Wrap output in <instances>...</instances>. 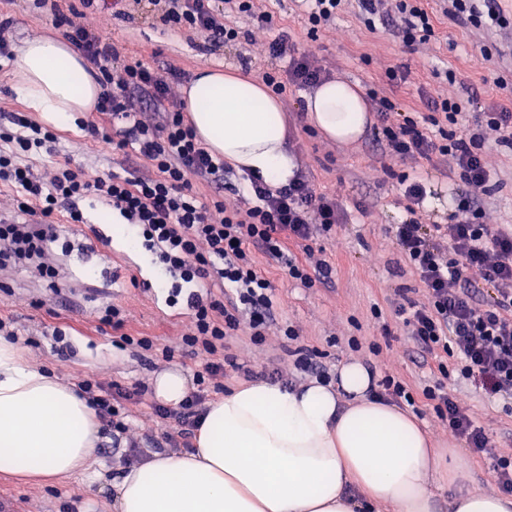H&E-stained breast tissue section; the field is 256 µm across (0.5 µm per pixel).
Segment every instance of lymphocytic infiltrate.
<instances>
[{
  "instance_id": "1",
  "label": "lymphocytic infiltrate",
  "mask_w": 512,
  "mask_h": 512,
  "mask_svg": "<svg viewBox=\"0 0 512 512\" xmlns=\"http://www.w3.org/2000/svg\"><path fill=\"white\" fill-rule=\"evenodd\" d=\"M80 2L91 10L111 6L120 19L151 14L167 29L200 40L206 48L238 39L236 16L272 22L268 12L258 10L256 0ZM360 9L367 27L378 22L392 26L408 45L434 31L423 0H397L392 10L387 0H360ZM445 13L476 29L501 28L512 23V0H448ZM56 24L97 69L98 118L83 123V130L115 151L146 159L150 172L112 171L89 182L66 162L56 164L50 178H41L29 156L39 150L55 154L58 138L53 128L23 112L1 113L0 184L13 187L15 213L0 216V268L41 259L49 245L60 240L55 215L63 212L69 223H85L86 201L109 206L142 234L166 274L190 287L186 304L192 321L181 345L201 363L195 374L197 388L179 408L158 404L152 409L154 417L178 425L166 438L170 450L188 447L211 384L224 377L231 362L224 342L239 329H246L256 345L278 329L293 347L296 369L329 380L326 365L301 344L298 330L278 322L272 284L258 271L255 258L261 254L283 264L288 277L307 288L329 278L332 267L315 253L311 241L317 232L331 231L342 221L336 198L317 192L312 180L299 172L276 190L262 178H251L240 201L226 204L224 161L198 140L183 103L172 96L168 76L140 59L121 61L114 45L65 16H57ZM267 52L286 63L285 70L262 75L275 94L291 86L313 88L330 77L317 58L298 53L287 32H278ZM371 100L389 152L404 159L440 155L449 175L467 188L457 203L462 217L454 223L429 226L413 214L396 227L401 253L424 293L420 302L404 298L397 313L422 356L436 360L442 380L416 393L388 374L380 382L382 394L410 407L426 401L472 454L492 455L485 429L443 382L455 376L488 397L512 400V229H492L479 221V200L489 180L481 147L491 135L512 145V109L492 105L480 124L461 130L460 102L427 97L428 113L420 122L391 97L375 93ZM297 247L302 250L298 256L293 253ZM78 390L103 427L129 431L122 412L126 402L140 396V388L87 377L79 380Z\"/></svg>"
}]
</instances>
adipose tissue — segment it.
Instances as JSON below:
<instances>
[{
    "mask_svg": "<svg viewBox=\"0 0 512 512\" xmlns=\"http://www.w3.org/2000/svg\"><path fill=\"white\" fill-rule=\"evenodd\" d=\"M14 89L50 124L93 111L100 87L65 40L25 43ZM197 136L239 173L286 185L297 163L279 98L260 80L214 67L183 90ZM313 127L350 143L371 123L357 83L331 79L303 97ZM359 361L334 382L256 380L208 402L196 448L156 454L112 485V512H441L439 492L461 470L416 418L373 398ZM100 442L94 410L75 385L26 366L0 338V474L59 480L86 471Z\"/></svg>",
    "mask_w": 512,
    "mask_h": 512,
    "instance_id": "1",
    "label": "adipose tissue"
}]
</instances>
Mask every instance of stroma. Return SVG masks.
Listing matches in <instances>:
<instances>
[{
	"label": "stroma",
	"instance_id": "stroma-1",
	"mask_svg": "<svg viewBox=\"0 0 512 512\" xmlns=\"http://www.w3.org/2000/svg\"><path fill=\"white\" fill-rule=\"evenodd\" d=\"M79 0H48L47 7L35 8L31 0H0V16L11 19L5 38L10 57H0V111H25L26 106L11 84L22 48L29 39L57 35L54 12L71 14L75 24L96 31L114 44L122 59L139 58L153 65L167 64L184 71L173 81L172 93L181 96L187 80L203 66L243 69L253 76L280 61L268 58L266 46L278 31L291 34L299 52L317 57L333 78L358 82L363 90L374 89L392 95L406 111L425 113L423 96L446 97L464 105L466 124H473L495 101L512 98V91L495 86L497 77L512 82V31H487L464 26L443 16L442 0H429L441 19L427 40L405 45L391 28L377 25L368 29L358 0H347L335 21L319 31L316 39L306 35L296 0H259L261 10L270 12L274 25L259 27L253 19L238 18L237 42L214 50L199 48L187 36L166 30L147 18L119 20L108 12L82 10ZM499 48L488 65L476 62L482 46ZM395 68L408 79L390 87L386 72ZM455 80H447V72ZM480 92L478 102L468 100L470 89ZM302 88L290 87L282 97L288 118V141L299 168L313 180L317 191L336 195L345 217L329 235L312 240L333 267L327 283L306 288L289 280L281 265L265 257L257 262L273 286L277 319L300 328L306 345L321 353L328 369L348 360L374 365L377 374L389 373L405 380L414 390L434 384L439 374L423 361H413V342L395 313L400 289H411L412 299H421L419 282L404 261L394 237L395 226L408 216L401 176L420 181L426 196L418 212L424 223L455 222L456 199L462 190L459 180L450 178L438 155L404 160L388 152L378 141L377 125H370L361 140L339 144L308 132L309 120L303 109ZM60 150L70 157L86 180L92 181L109 170L125 168V157L90 138L74 123L60 125ZM483 159L490 172L488 190L481 199L482 221L491 227L512 226V147L488 139ZM102 205L86 207V223L59 221L58 231L68 249L52 245L47 262L57 267L58 291H51L34 268L0 270V315L11 318L18 333L16 346L32 367L54 374L66 383H78L86 376L122 386H145L139 404L130 406L132 423L140 438L144 457L166 453L165 435L173 422H158L152 415L155 403L151 385L155 373L175 365L194 374L197 361L174 357L164 361L163 349H178L190 321L185 303L170 304L171 288L152 252L142 243H129L115 231ZM115 305L127 318L124 332L150 336L154 351L144 353L125 344L121 333L101 324L103 307ZM381 318H373L372 308ZM66 333L68 352H60L52 337L54 329ZM358 337L360 350L347 345ZM281 336H268L264 345H253L246 330H238L226 341L225 352L240 365L261 371H279L289 381L303 383L294 360L282 347ZM381 346L380 354L368 350L369 343ZM489 434L498 454L512 456V412L505 401L488 400L468 382L454 385ZM418 421L441 447L460 453L466 478L449 484L446 497L459 490L497 493L492 458L474 457L456 440L448 425L424 407ZM123 465L112 447L111 430H103L91 470L68 478L54 487L17 486L0 479V512H109L107 492Z\"/></svg>",
	"mask_w": 512,
	"mask_h": 512
}]
</instances>
